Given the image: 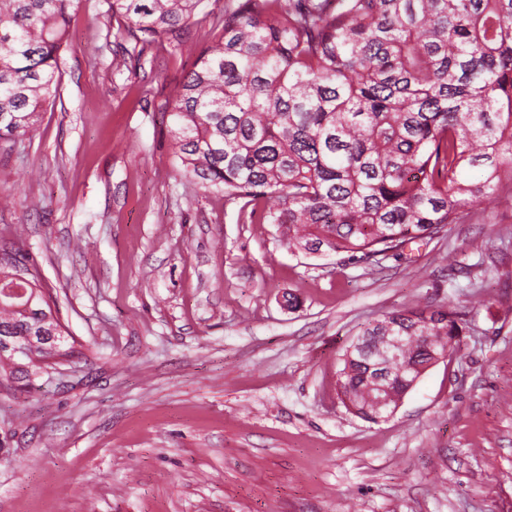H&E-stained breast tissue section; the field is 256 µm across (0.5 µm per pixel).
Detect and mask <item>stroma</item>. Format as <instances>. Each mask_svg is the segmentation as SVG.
I'll return each instance as SVG.
<instances>
[{
    "label": "stroma",
    "instance_id": "1",
    "mask_svg": "<svg viewBox=\"0 0 512 512\" xmlns=\"http://www.w3.org/2000/svg\"><path fill=\"white\" fill-rule=\"evenodd\" d=\"M225 2L192 51L139 55L105 0H76L59 98L0 142V253L72 348L0 383V512H512V205L315 258L185 178L167 112ZM414 305L468 320L455 353L389 420L348 413L344 350Z\"/></svg>",
    "mask_w": 512,
    "mask_h": 512
}]
</instances>
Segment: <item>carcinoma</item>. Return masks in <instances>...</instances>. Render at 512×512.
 I'll return each mask as SVG.
<instances>
[{
	"label": "carcinoma",
	"instance_id": "1",
	"mask_svg": "<svg viewBox=\"0 0 512 512\" xmlns=\"http://www.w3.org/2000/svg\"><path fill=\"white\" fill-rule=\"evenodd\" d=\"M143 45H187L204 0H105ZM74 0H0V140L32 133L59 96ZM167 112L184 176L262 205L279 241L306 255L398 251L479 206L512 203V0H230ZM36 282L0 263V328L61 324ZM405 337L381 365L385 335ZM468 321L418 306L365 327L342 358L338 396L368 422ZM0 355V379L30 378Z\"/></svg>",
	"mask_w": 512,
	"mask_h": 512
}]
</instances>
